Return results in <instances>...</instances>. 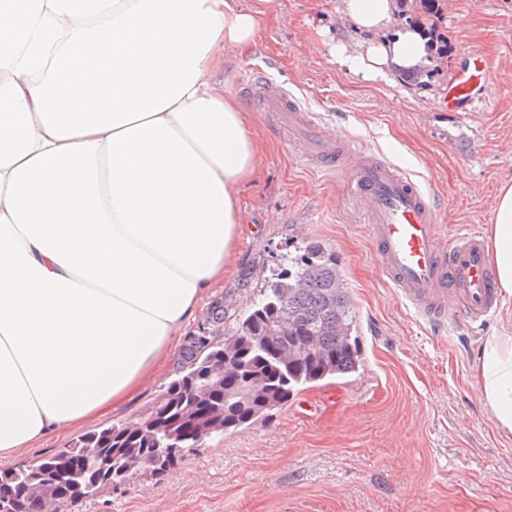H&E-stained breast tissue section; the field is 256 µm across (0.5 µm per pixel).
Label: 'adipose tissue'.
<instances>
[{"label":"adipose tissue","instance_id":"obj_1","mask_svg":"<svg viewBox=\"0 0 512 512\" xmlns=\"http://www.w3.org/2000/svg\"><path fill=\"white\" fill-rule=\"evenodd\" d=\"M277 0H0V458L120 406L171 356L234 259L261 151L224 91ZM393 0H343L379 33ZM426 60L418 31L346 56ZM512 298V182L487 236ZM472 377L512 439V332Z\"/></svg>","mask_w":512,"mask_h":512}]
</instances>
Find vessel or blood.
I'll list each match as a JSON object with an SVG mask.
<instances>
[{
  "label": "vessel or blood",
  "instance_id": "vessel-or-blood-1",
  "mask_svg": "<svg viewBox=\"0 0 512 512\" xmlns=\"http://www.w3.org/2000/svg\"><path fill=\"white\" fill-rule=\"evenodd\" d=\"M495 66L491 56L473 52L470 64L453 72L448 83L449 110L481 103ZM245 87L261 111L278 113L300 136L321 167L335 169L337 157L355 151L353 141L337 140L321 129L299 100L272 86L263 73L248 78ZM348 192L368 217L381 268L420 319L443 324L452 298L459 313L472 322L497 310L500 292L483 236L470 231L442 241L433 201L409 175L369 156Z\"/></svg>",
  "mask_w": 512,
  "mask_h": 512
}]
</instances>
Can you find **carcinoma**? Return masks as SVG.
<instances>
[{
    "label": "carcinoma",
    "instance_id": "cac0c4a2",
    "mask_svg": "<svg viewBox=\"0 0 512 512\" xmlns=\"http://www.w3.org/2000/svg\"><path fill=\"white\" fill-rule=\"evenodd\" d=\"M419 25L429 55L453 51L439 31L444 0H421ZM261 282L248 310L249 284ZM356 316L336 252L317 240L298 247L288 268L266 277L251 266L241 287L215 297L184 337L175 378L140 411L84 433L53 455L0 471V512H39L54 487L59 508L94 497L107 483L127 486L143 474L160 484L185 452L205 439L252 425L288 403L301 387L358 371ZM224 381L204 388L216 372ZM85 448L96 453L86 456Z\"/></svg>",
    "mask_w": 512,
    "mask_h": 512
}]
</instances>
